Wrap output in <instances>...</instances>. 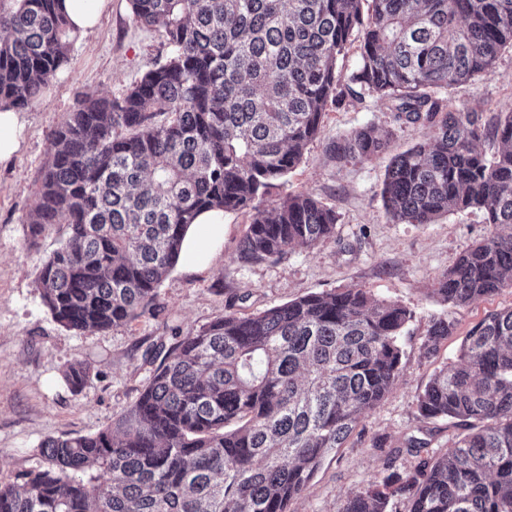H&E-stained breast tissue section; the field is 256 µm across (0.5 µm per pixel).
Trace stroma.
<instances>
[{
  "instance_id": "35a3bbf8",
  "label": "stroma",
  "mask_w": 512,
  "mask_h": 512,
  "mask_svg": "<svg viewBox=\"0 0 512 512\" xmlns=\"http://www.w3.org/2000/svg\"><path fill=\"white\" fill-rule=\"evenodd\" d=\"M167 53L162 30L138 23L129 0H112L98 29L78 35L69 62L43 98L23 109L21 148L0 163V484L20 486L29 472L45 465L39 446L49 438L94 435L112 427L149 383L156 368L145 356L155 344L173 346L227 313L251 314L311 293L359 287L380 299L410 308L402 371L389 394L364 414L343 448L330 454L291 512H336L349 491L366 488L414 462L395 448L408 436L425 439L422 456L435 458L450 448L462 429L445 419H425L417 396L430 376L459 355L467 331L488 313L512 307V288L461 307L443 304L437 279L461 253L486 237L484 211L449 214L432 224H396L387 216L382 188L391 158L431 130L396 123L375 95L363 99L338 86L327 106L320 136L311 143L284 185L271 199L310 192L335 209L336 235L311 249L297 248L274 262L244 265L237 259L248 214L224 215V243L203 269L175 267L159 287L160 307L105 332L74 333L60 326L36 286V273L60 245L64 225L30 239L24 219L38 186L53 132L85 93L120 95ZM450 111L481 113L492 122L512 108V50L499 55L492 72L448 89ZM373 125L391 131L386 151L364 162L339 161L329 145L336 137ZM454 324L435 355L424 353L432 318ZM74 362L89 366L81 394H73L63 373ZM385 439L374 447V439Z\"/></svg>"
}]
</instances>
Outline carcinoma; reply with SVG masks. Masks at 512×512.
Instances as JSON below:
<instances>
[{"mask_svg":"<svg viewBox=\"0 0 512 512\" xmlns=\"http://www.w3.org/2000/svg\"><path fill=\"white\" fill-rule=\"evenodd\" d=\"M135 20L163 31L167 53L114 97L84 95L53 134L26 228L66 225L37 273L52 317L75 333L107 331L154 313L184 233L208 209L250 223L238 260H280L333 237L334 208L310 193L265 198L319 136L346 82L385 102L394 120L433 128L396 155L382 198L396 224L485 212L490 234L437 281L466 306L512 287V109L492 125L450 112L439 93L489 73L512 49V0H130ZM75 38L57 0L0 8V104L38 101L69 62ZM359 42L361 66L338 62ZM374 126L332 142L339 161L382 153ZM498 143L487 158L486 143ZM413 312L362 288L309 293L263 312L226 314L160 360L118 426L49 438L48 466L22 487L0 486V512H289L323 461L393 390L400 338ZM432 320L425 354L453 333ZM89 369L64 378L82 391ZM425 419L466 433L405 474L348 492L336 512H512V307L464 336L459 361L417 397ZM88 479L75 473L89 466Z\"/></svg>","mask_w":512,"mask_h":512,"instance_id":"carcinoma-1","label":"carcinoma"}]
</instances>
